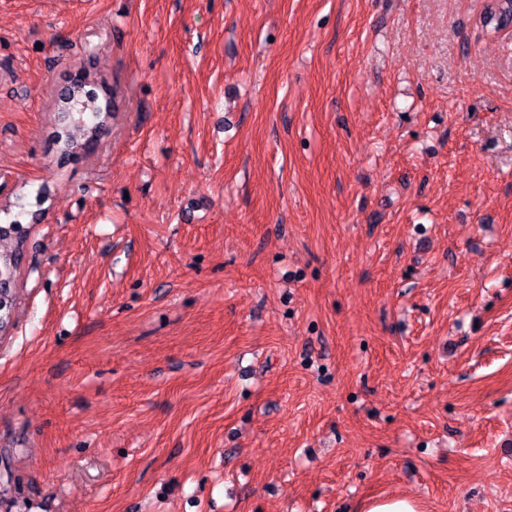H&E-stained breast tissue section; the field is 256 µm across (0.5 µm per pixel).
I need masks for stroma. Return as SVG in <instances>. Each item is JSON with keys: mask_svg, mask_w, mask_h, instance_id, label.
I'll return each instance as SVG.
<instances>
[{"mask_svg": "<svg viewBox=\"0 0 512 512\" xmlns=\"http://www.w3.org/2000/svg\"><path fill=\"white\" fill-rule=\"evenodd\" d=\"M488 0H0V512H512V32ZM119 109L57 167L50 91ZM18 219L0 224V338L7 336L14 327L17 301V280L21 265L26 259L27 227ZM26 229V230H25ZM364 512H419L415 500L407 497L372 498L363 507Z\"/></svg>", "mask_w": 512, "mask_h": 512, "instance_id": "35a3bbf8", "label": "stroma"}]
</instances>
